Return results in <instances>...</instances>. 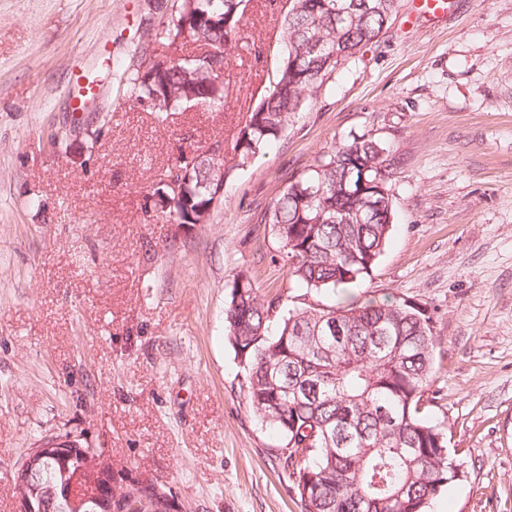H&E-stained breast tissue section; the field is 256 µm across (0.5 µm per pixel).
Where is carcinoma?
Wrapping results in <instances>:
<instances>
[{"label":"carcinoma","instance_id":"cac0c4a2","mask_svg":"<svg viewBox=\"0 0 512 512\" xmlns=\"http://www.w3.org/2000/svg\"><path fill=\"white\" fill-rule=\"evenodd\" d=\"M370 3L291 0L271 88L240 124L234 159L227 160L220 140L198 162L197 150L181 149L152 193L163 198L168 179L184 185L178 199L160 208L163 222H206L213 196L202 185L228 178L277 140L292 115L327 88L336 51L352 56L378 42L385 18ZM245 8L242 0H174L154 33L133 44V68L114 66L117 92L160 117L198 103L224 109L227 50L239 41ZM169 52L183 56L178 65H165ZM385 151L378 141L353 135L290 177L268 223L294 285L344 292L370 275L395 219V206L374 185L390 190ZM300 182L315 183L318 194L302 196ZM367 206L373 218L361 224L356 215ZM224 324L251 409L284 441L301 512H428L459 481L447 433L422 412L436 336L421 306L388 296L286 309L277 297H260L241 274L226 299ZM85 466L78 455L43 459L44 480L54 489L51 512H69L70 498L87 501L91 512H109L94 500L92 480L70 485Z\"/></svg>","mask_w":512,"mask_h":512}]
</instances>
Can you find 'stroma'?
Here are the masks:
<instances>
[{"mask_svg":"<svg viewBox=\"0 0 512 512\" xmlns=\"http://www.w3.org/2000/svg\"><path fill=\"white\" fill-rule=\"evenodd\" d=\"M150 9L0 0V512H18L24 451L65 435L176 512H301L283 442L247 404L224 305L242 272L283 305L334 303L289 283L267 219L291 176L362 134L395 160L396 216L348 295L407 299L434 322L423 413L465 474L431 512H512V0H451L435 28L408 23L400 0L378 42L232 172L203 224L161 223L153 186L181 138L232 151L270 86L288 0H249L224 111L163 121L109 72ZM93 75L96 100L73 111Z\"/></svg>","mask_w":512,"mask_h":512,"instance_id":"1","label":"stroma"}]
</instances>
